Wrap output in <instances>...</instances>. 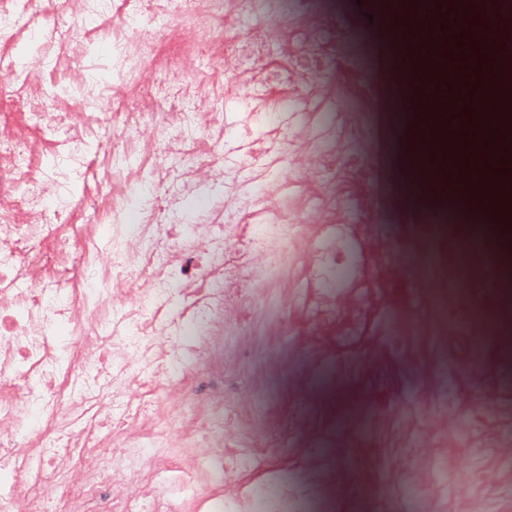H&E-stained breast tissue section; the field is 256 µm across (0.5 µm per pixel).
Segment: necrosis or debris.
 I'll use <instances>...</instances> for the list:
<instances>
[{"label": "necrosis or debris", "instance_id": "obj_1", "mask_svg": "<svg viewBox=\"0 0 512 512\" xmlns=\"http://www.w3.org/2000/svg\"><path fill=\"white\" fill-rule=\"evenodd\" d=\"M337 4L0 0V472L11 475L0 512H347L365 495L372 512H498L512 498V380L486 368L490 345L512 348V248L482 273L485 214L512 222V183L470 181L452 211L426 202L412 248L382 183L405 113L468 118L449 43L470 78L487 77L495 126L512 130V0ZM480 16L501 26L477 54ZM389 20L395 35L379 44L371 32ZM106 32L112 79L94 84L78 61ZM361 71L370 88L351 83ZM396 72L411 74L410 92ZM232 112L267 118L261 134L239 129L248 194L224 171ZM61 137L98 191L47 207ZM214 189L223 199L204 223H178L184 202ZM96 224L112 225L108 244ZM283 261L288 296L266 314L281 349L269 373L361 378L365 398L404 404L397 422L378 415L340 433L302 396L262 383L239 396L243 349L261 348L246 341L257 275ZM382 271L410 298L376 315ZM375 347L429 349L436 372L404 387L368 363ZM460 378L462 416L448 412ZM91 397L112 420L113 449L78 456L96 429L62 412ZM338 445L350 473L324 453Z\"/></svg>", "mask_w": 512, "mask_h": 512}]
</instances>
